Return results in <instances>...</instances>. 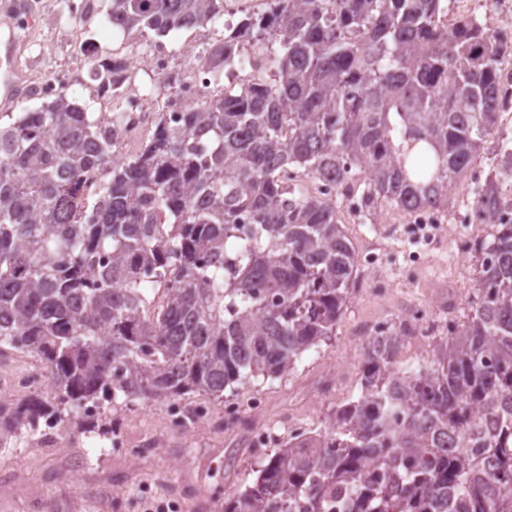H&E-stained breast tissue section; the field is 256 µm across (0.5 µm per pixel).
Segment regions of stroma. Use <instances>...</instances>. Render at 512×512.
<instances>
[{"instance_id":"stroma-1","label":"stroma","mask_w":512,"mask_h":512,"mask_svg":"<svg viewBox=\"0 0 512 512\" xmlns=\"http://www.w3.org/2000/svg\"><path fill=\"white\" fill-rule=\"evenodd\" d=\"M237 0H225L219 21L204 27L180 29L163 39L175 66L171 77H181L190 53L202 51L223 37L225 23L239 21ZM28 65L48 74L71 60L74 52L91 49L96 60L111 59L124 36L110 22L107 8L83 18L78 28L55 14L37 18ZM473 200L458 188L448 198L444 227L430 242L413 240L406 214L377 205L374 215H337L356 253L377 252L379 261L358 266L347 308L330 341L306 352L294 369L274 379H253L226 389L223 399L190 393L182 405L204 407L203 419L183 428L168 422V401H118L99 417V427L87 431L79 415L61 423L51 447L23 438L0 447V512H142L152 499L171 512H224L225 495L251 485L263 457L274 454V444L246 446L247 430L269 431L276 441H287L290 424L307 430L322 428L337 407L357 399L365 365L362 327L388 322L403 331L405 311L416 303L439 321L436 336L445 335L447 322L461 323L476 296L480 275L477 253L460 251L458 238H490L487 224H465L458 210ZM436 336L404 339L400 366H417L432 357ZM263 396L265 410L246 415L240 425L224 424V405ZM137 441L138 457L130 458L112 446L113 433Z\"/></svg>"}]
</instances>
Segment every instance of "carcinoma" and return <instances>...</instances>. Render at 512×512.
Masks as SVG:
<instances>
[{
	"mask_svg": "<svg viewBox=\"0 0 512 512\" xmlns=\"http://www.w3.org/2000/svg\"><path fill=\"white\" fill-rule=\"evenodd\" d=\"M223 10L109 0L120 28L158 37ZM446 16L448 0H265L200 61L231 74L248 45L267 75L229 83L177 126L160 115L119 164L116 112L65 91L1 112L0 349L36 355L51 395L0 401V444L91 402L222 400L292 371L336 335L358 264L336 205L300 183L346 185L356 169L368 213L446 210L496 133L474 191L495 233L476 244L466 320L415 368L397 365L398 333L368 343L359 398L266 458L224 512H512V221H495L512 211L508 46L479 19Z\"/></svg>",
	"mask_w": 512,
	"mask_h": 512,
	"instance_id": "carcinoma-1",
	"label": "carcinoma"
}]
</instances>
